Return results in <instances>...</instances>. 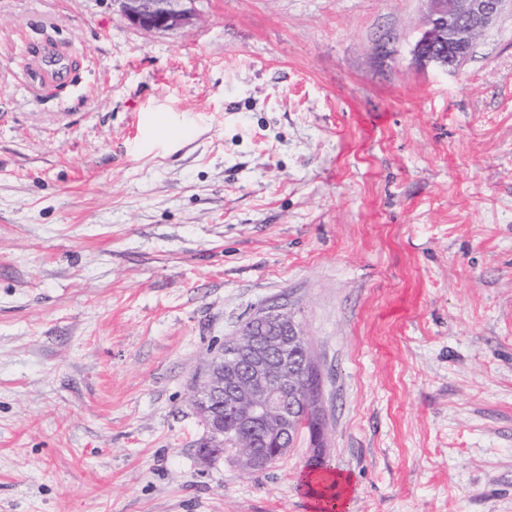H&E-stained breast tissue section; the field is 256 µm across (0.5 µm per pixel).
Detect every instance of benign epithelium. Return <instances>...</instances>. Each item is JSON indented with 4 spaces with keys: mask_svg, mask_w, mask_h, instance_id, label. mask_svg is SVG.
<instances>
[{
    "mask_svg": "<svg viewBox=\"0 0 512 512\" xmlns=\"http://www.w3.org/2000/svg\"><path fill=\"white\" fill-rule=\"evenodd\" d=\"M122 13L133 27L174 31L192 17L188 0H118ZM507 0H427L425 30L412 53L422 65L448 70L468 56L476 38L491 26ZM252 338L245 360L235 369L226 362L237 359V338L208 356L205 369L191 395V405L204 425L207 436L199 449L202 461L216 457L224 447V413L235 415L237 426L247 432L263 433L267 419L279 422L277 438L289 439L296 431V412L310 405V392L300 385L314 362L305 336L288 320L281 306L260 312L247 327ZM286 452L265 448H235L234 456L245 472H255L273 464Z\"/></svg>",
    "mask_w": 512,
    "mask_h": 512,
    "instance_id": "benign-epithelium-1",
    "label": "benign epithelium"
}]
</instances>
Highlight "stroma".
<instances>
[{"instance_id":"1","label":"stroma","mask_w":512,"mask_h":512,"mask_svg":"<svg viewBox=\"0 0 512 512\" xmlns=\"http://www.w3.org/2000/svg\"><path fill=\"white\" fill-rule=\"evenodd\" d=\"M193 8L0 0V512H316L307 436L195 452L208 354L273 302L348 512H512V8L453 71L425 0ZM120 2L122 13L133 27L174 31L184 27L192 17L185 7L186 2L194 0H115ZM267 448L277 449L273 452H269ZM267 448H234L232 452L243 471L255 472L269 467L288 449L279 448L275 441L268 444Z\"/></svg>"}]
</instances>
